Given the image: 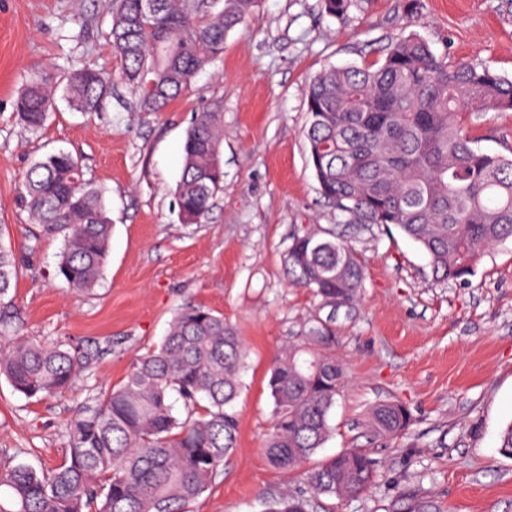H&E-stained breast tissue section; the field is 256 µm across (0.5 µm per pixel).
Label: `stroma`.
Segmentation results:
<instances>
[{"instance_id":"obj_1","label":"stroma","mask_w":512,"mask_h":512,"mask_svg":"<svg viewBox=\"0 0 512 512\" xmlns=\"http://www.w3.org/2000/svg\"><path fill=\"white\" fill-rule=\"evenodd\" d=\"M407 2L354 0L339 21L321 0H260L167 111H140L117 82L99 112L60 98L32 132L14 111L31 78L84 66L119 71L107 2L0 0V224L8 227L0 241L25 256L7 299L25 336L108 348L62 397L28 400L0 378V462L61 465L79 404L119 384L134 358L161 342L178 308L202 305L235 325L247 358L237 446L189 512H263L265 496L286 485L263 448L274 408L268 369L318 309L309 290L287 283L283 258L294 226L318 224L352 241L365 282L355 312L336 318L347 385L313 460L359 448L381 474L366 496L327 499L324 508L392 512L404 494L442 512H512V457L500 449L512 423V240L487 250L467 283L436 282L424 252L398 229L343 223L308 164L309 79L331 65L376 61L391 36L413 32L437 55L512 76L504 0H415L411 10ZM213 108L223 113L224 189L205 223L184 224L176 200L183 145L197 113ZM461 124L481 150L512 151V112L466 115ZM60 149L80 160L112 224L104 276L88 295L56 275L61 237L42 236L27 250L32 224L19 188L31 164ZM386 399L413 414L395 439L363 426L370 406Z\"/></svg>"}]
</instances>
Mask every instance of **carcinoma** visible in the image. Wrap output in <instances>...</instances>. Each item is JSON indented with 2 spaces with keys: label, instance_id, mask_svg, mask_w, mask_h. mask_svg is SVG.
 Listing matches in <instances>:
<instances>
[{
  "label": "carcinoma",
  "instance_id": "carcinoma-1",
  "mask_svg": "<svg viewBox=\"0 0 512 512\" xmlns=\"http://www.w3.org/2000/svg\"><path fill=\"white\" fill-rule=\"evenodd\" d=\"M352 0H322L332 18ZM259 0H108L109 38L119 79L144 112H162L195 74L224 51ZM382 60L331 66L306 85L308 160L320 195L348 223L397 227L427 255L438 281H465L483 253L512 239V156L483 152L461 128L464 113L512 111V78L450 62L416 34L388 41ZM112 74L82 68L64 77L70 106L98 111ZM50 77L32 79L17 100L18 121L44 126L54 109ZM223 113L200 112L185 140L176 195L179 215L207 219L223 187ZM21 200L37 228L63 237L56 275L87 293L103 277L112 224L101 192L78 158L57 151L34 162ZM22 256L0 244V302ZM287 279L320 306L354 309L364 267L352 243L312 225L297 229L284 255ZM0 376L27 399L62 396L104 349L85 352L26 336L1 335ZM333 319L309 318L279 349L268 388L274 420L264 448L273 467L302 471V485L265 497V512H317L323 498L349 500L376 485L375 463L346 449L305 465L330 436L329 414L345 383ZM246 350L237 329L212 310L180 309L156 347L139 355L125 380L80 405L66 425L64 462L52 470L0 467V512H188L224 472L237 447ZM371 432L393 438L412 423L409 408L386 400L367 414ZM394 512H440L431 500L399 495Z\"/></svg>",
  "mask_w": 512,
  "mask_h": 512
}]
</instances>
